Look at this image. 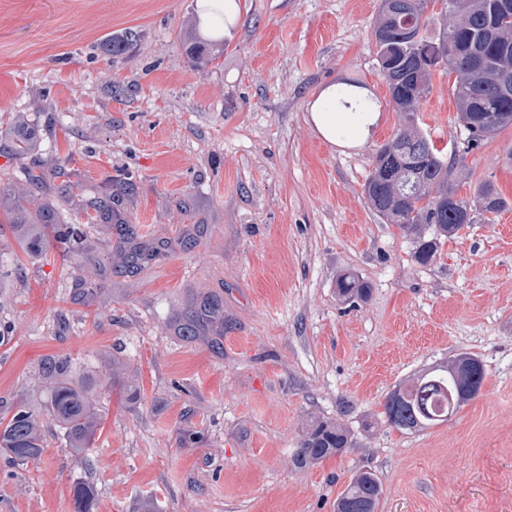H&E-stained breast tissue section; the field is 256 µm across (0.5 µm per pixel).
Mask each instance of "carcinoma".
<instances>
[{"label":"carcinoma","mask_w":512,"mask_h":512,"mask_svg":"<svg viewBox=\"0 0 512 512\" xmlns=\"http://www.w3.org/2000/svg\"><path fill=\"white\" fill-rule=\"evenodd\" d=\"M439 10H434V7ZM433 12H428V9ZM442 20L435 26L436 20ZM376 60L390 100L401 113L400 128L375 151L365 194L372 210L389 224L413 236L414 260L429 265L442 245L471 224L499 213L507 201L495 188L483 184L473 196L459 197L448 181L451 167L446 152L437 148L423 127L420 102L430 90L434 72L458 74L453 94L457 118L465 137L461 151L467 155L512 125V0H381L373 29ZM138 31L127 28L102 42L109 56L122 57L138 43ZM186 55L196 66L214 60L212 42L190 28L180 34ZM361 83L349 80L336 90V101L354 100L358 111L373 110V99L359 93ZM60 168L26 172L32 187L61 177ZM94 200L93 221L125 224L112 200ZM55 239L70 244L81 237L76 227L57 223L51 209L41 210L36 223L20 229L23 245L39 253L49 243L43 228ZM339 294L347 301L364 300L370 288L359 278L344 274ZM218 304L204 301L180 319L183 337H195L212 322ZM50 395L47 417L20 402L9 419L0 420V449L16 463L35 459L45 448L46 433L64 432L77 456L91 447L99 428L83 378L65 358L49 361L43 372ZM485 367L474 354L462 352L451 362L434 364L417 373L407 384L390 392L383 404L389 425L411 433L422 432L456 415L474 398L484 381ZM348 431L328 421L315 422L302 439L293 463L298 468L317 464L349 448ZM382 493L371 471L356 473L336 501V512H376ZM74 512H95V487L79 481L73 486Z\"/></svg>","instance_id":"1"}]
</instances>
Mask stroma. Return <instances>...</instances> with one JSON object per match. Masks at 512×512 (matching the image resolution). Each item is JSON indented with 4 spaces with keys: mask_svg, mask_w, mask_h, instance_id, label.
I'll return each instance as SVG.
<instances>
[{
    "mask_svg": "<svg viewBox=\"0 0 512 512\" xmlns=\"http://www.w3.org/2000/svg\"><path fill=\"white\" fill-rule=\"evenodd\" d=\"M380 0H227L224 52L193 67L178 33L198 0H0V418L19 400L46 411L42 372L71 360L103 429L93 463L62 435L26 464L0 454V512H73L90 482L96 512H335L358 471L376 512H512V125L452 174L459 196L493 182L508 205L449 239L434 263L370 208L373 152L398 127L376 62ZM138 28L110 58L109 34ZM353 78L376 119L332 143L312 106ZM455 77L437 73L420 113L437 147L459 141ZM32 140L23 154L13 148ZM74 184L30 191L28 167ZM132 184L126 228L92 224L87 200ZM45 207L82 225L84 252L22 250L15 223ZM154 254L129 267L121 233ZM367 282L350 304L336 280ZM223 318L180 338L201 301ZM469 352L486 376L447 422L390 427L386 396ZM351 446L293 464L314 419ZM139 38L138 31L127 28L121 33L106 37L102 42V48L111 57H122L137 45ZM74 512H94L97 505V493L90 483L79 481L73 486Z\"/></svg>",
    "mask_w": 512,
    "mask_h": 512,
    "instance_id": "35a3bbf8",
    "label": "stroma"
}]
</instances>
